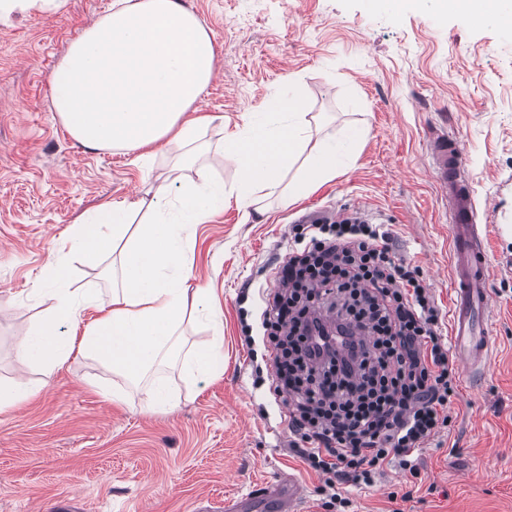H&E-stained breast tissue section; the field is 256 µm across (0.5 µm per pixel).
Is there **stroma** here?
Returning <instances> with one entry per match:
<instances>
[{
	"label": "stroma",
	"mask_w": 512,
	"mask_h": 512,
	"mask_svg": "<svg viewBox=\"0 0 512 512\" xmlns=\"http://www.w3.org/2000/svg\"><path fill=\"white\" fill-rule=\"evenodd\" d=\"M114 0H65L58 11L14 10L0 19V383L23 379L39 391L0 412V512H202L264 492L291 477L297 512H323L322 476L294 451L275 399L260 314L277 255L302 217L358 216L390 225L396 248L417 266L443 314L453 303L450 226L431 176L428 135L464 148L484 245L495 265L489 287L493 341L488 366L457 365L452 421L418 455V476L387 470L371 488L346 487L352 512H391L390 493H410L405 512H512V31L476 24L440 0H185L208 29L216 75L200 103L211 121L198 146L207 177L232 189L241 174L223 158L227 134L261 118L276 96L327 113L335 129L363 126L335 178L297 201L272 202L244 219L227 201L196 225L187 253L189 288L210 290L222 332L189 320L186 337L204 346L222 336L216 370L182 388L179 406L146 411L91 355L72 352L57 369L29 364L20 336L53 301L36 300L62 242L101 201L137 199L173 172L197 179L177 151L97 152L80 145L51 107L50 75L69 45ZM70 286L112 299V259L69 257ZM251 334H244L243 325Z\"/></svg>",
	"instance_id": "35a3bbf8"
}]
</instances>
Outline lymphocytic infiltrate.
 <instances>
[{
	"mask_svg": "<svg viewBox=\"0 0 512 512\" xmlns=\"http://www.w3.org/2000/svg\"><path fill=\"white\" fill-rule=\"evenodd\" d=\"M336 300V326L318 307ZM263 328L296 453L325 475L324 512H344L342 487L374 486L450 423L457 379L442 313L387 225L361 218L304 225L278 259Z\"/></svg>",
	"mask_w": 512,
	"mask_h": 512,
	"instance_id": "obj_1",
	"label": "lymphocytic infiltrate"
}]
</instances>
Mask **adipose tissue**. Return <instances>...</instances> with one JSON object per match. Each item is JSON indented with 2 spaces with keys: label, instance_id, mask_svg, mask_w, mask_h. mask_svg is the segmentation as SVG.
I'll return each mask as SVG.
<instances>
[{
  "label": "adipose tissue",
  "instance_id": "ef3b65f1",
  "mask_svg": "<svg viewBox=\"0 0 512 512\" xmlns=\"http://www.w3.org/2000/svg\"><path fill=\"white\" fill-rule=\"evenodd\" d=\"M215 68L214 42L182 0H118L83 30L52 71V106L71 136L93 150L181 146L209 122L198 109ZM265 116L224 141L225 153L243 171L238 204L244 209L274 195L294 199L335 177L345 144L366 135L359 126L340 136L313 129L298 101L286 97L271 99ZM294 164L297 175L284 181ZM150 194L147 200L100 204L70 238L72 247L89 255L124 239L110 307L91 295L75 296L67 261L57 259L50 271L53 310L34 333L21 337L20 349L27 362L51 368L75 351L96 356L106 370L144 392L148 410L165 411L178 405L179 394L158 367L175 348L186 316L203 311L215 329L223 327L217 311L202 304L206 289L187 290L184 275L188 227L205 223L225 196L223 185L205 179L177 187L162 179ZM142 208L144 225L128 235L131 211ZM105 224L111 234L102 232ZM91 308L97 317L84 320ZM64 322L74 331L66 339L60 336Z\"/></svg>",
  "mask_w": 512,
  "mask_h": 512
}]
</instances>
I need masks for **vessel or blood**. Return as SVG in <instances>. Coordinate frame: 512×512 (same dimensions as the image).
I'll use <instances>...</instances> for the list:
<instances>
[{
    "mask_svg": "<svg viewBox=\"0 0 512 512\" xmlns=\"http://www.w3.org/2000/svg\"><path fill=\"white\" fill-rule=\"evenodd\" d=\"M431 171L447 205L452 231L456 301L451 312V335L459 357L478 369L491 353L485 332L490 298L487 282L492 262L476 224L472 187L463 175V152L447 134L430 136Z\"/></svg>",
    "mask_w": 512,
    "mask_h": 512,
    "instance_id": "b4317fda",
    "label": "vessel or blood"
}]
</instances>
